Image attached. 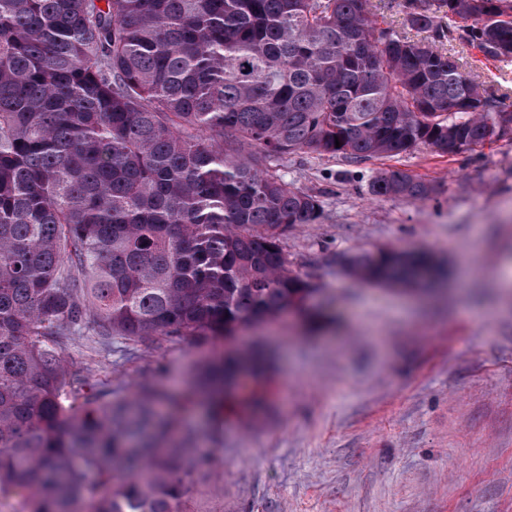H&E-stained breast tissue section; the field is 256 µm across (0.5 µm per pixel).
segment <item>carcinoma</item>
<instances>
[{"mask_svg": "<svg viewBox=\"0 0 512 512\" xmlns=\"http://www.w3.org/2000/svg\"><path fill=\"white\" fill-rule=\"evenodd\" d=\"M406 8L437 41L512 57V0ZM508 129L511 108L454 58L376 32L366 0H0V493L27 512H185L192 471L215 460L186 461L174 416L207 398L219 425L263 408L269 356L219 357L180 400L153 388L114 404L84 392L69 337L216 346L306 314L316 288L281 236L321 205L265 162L454 154ZM369 192L432 187L386 169ZM350 269L413 286L439 273L392 248Z\"/></svg>", "mask_w": 512, "mask_h": 512, "instance_id": "cac0c4a2", "label": "carcinoma"}]
</instances>
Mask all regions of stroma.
Segmentation results:
<instances>
[{"instance_id": "obj_1", "label": "stroma", "mask_w": 512, "mask_h": 512, "mask_svg": "<svg viewBox=\"0 0 512 512\" xmlns=\"http://www.w3.org/2000/svg\"><path fill=\"white\" fill-rule=\"evenodd\" d=\"M403 3L368 0L367 11L377 30L431 43ZM438 49L512 105V59L457 40ZM272 168L321 202L318 223L281 241L291 269L318 286L313 303L332 304L337 319L316 327L286 312L227 342L241 354L269 351L273 407L220 428L206 404L182 414L175 442L221 461L193 473L187 512H512V138L365 161L299 153ZM389 168L434 194L370 196ZM382 248L445 262L426 306L413 289L349 274L351 258ZM63 355L119 402L151 384L184 393L212 350L76 336Z\"/></svg>"}]
</instances>
